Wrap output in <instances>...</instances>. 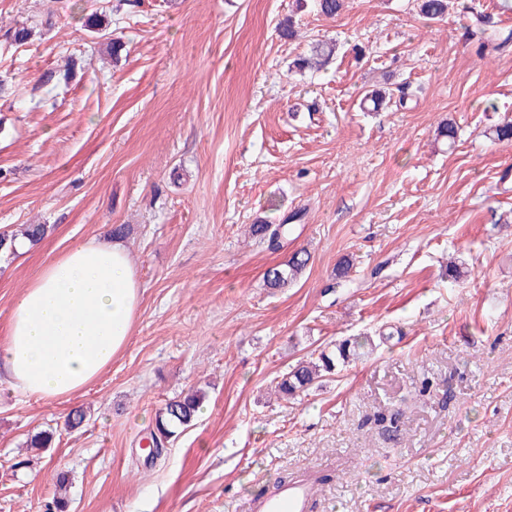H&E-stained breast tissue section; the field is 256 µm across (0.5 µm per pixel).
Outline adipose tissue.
I'll list each match as a JSON object with an SVG mask.
<instances>
[{"mask_svg": "<svg viewBox=\"0 0 512 512\" xmlns=\"http://www.w3.org/2000/svg\"><path fill=\"white\" fill-rule=\"evenodd\" d=\"M143 285L122 240L90 238L43 264L0 333V376L24 394L67 398L125 347Z\"/></svg>", "mask_w": 512, "mask_h": 512, "instance_id": "obj_1", "label": "adipose tissue"}]
</instances>
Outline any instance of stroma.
Returning a JSON list of instances; mask_svg holds the SVG:
<instances>
[{"label": "stroma", "mask_w": 512, "mask_h": 512, "mask_svg": "<svg viewBox=\"0 0 512 512\" xmlns=\"http://www.w3.org/2000/svg\"><path fill=\"white\" fill-rule=\"evenodd\" d=\"M493 3L427 22L415 0L332 18L296 0H0V225L49 228L0 253V330L44 263L116 225L144 287L90 387L38 400L0 383V512H44L61 473L69 512H247L304 473L325 478L312 512H512V143L492 138L512 46L464 36ZM328 38L321 71L292 70ZM403 85L406 106L360 111ZM281 223L278 250L248 235ZM298 251L302 276L268 288ZM364 337L296 399L275 394L297 360ZM192 389L193 425L150 457L158 409ZM391 409L395 437L376 422Z\"/></svg>", "instance_id": "35a3bbf8"}]
</instances>
